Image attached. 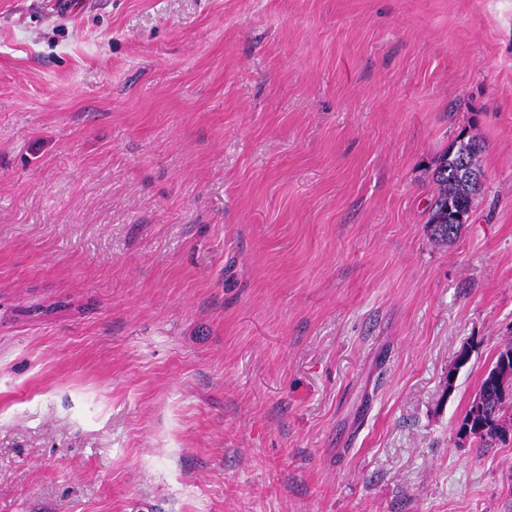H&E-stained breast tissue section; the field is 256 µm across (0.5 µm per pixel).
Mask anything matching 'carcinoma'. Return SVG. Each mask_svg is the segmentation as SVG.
Listing matches in <instances>:
<instances>
[{"label":"carcinoma","mask_w":512,"mask_h":512,"mask_svg":"<svg viewBox=\"0 0 512 512\" xmlns=\"http://www.w3.org/2000/svg\"><path fill=\"white\" fill-rule=\"evenodd\" d=\"M482 142L474 136L465 143L453 141L439 156L434 178L437 193L430 204L427 229L432 239L447 243L456 238L462 228L457 215L472 209L477 191L470 180V173L481 171L479 156ZM481 406H470L464 418L479 413L485 430L475 436L480 448H492L497 442L506 441L507 427H512V396L485 375L478 393Z\"/></svg>","instance_id":"carcinoma-1"}]
</instances>
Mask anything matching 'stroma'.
I'll use <instances>...</instances> for the list:
<instances>
[{
	"label": "stroma",
	"mask_w": 512,
	"mask_h": 512,
	"mask_svg": "<svg viewBox=\"0 0 512 512\" xmlns=\"http://www.w3.org/2000/svg\"><path fill=\"white\" fill-rule=\"evenodd\" d=\"M509 342L512 0H0V512H512ZM458 136L439 156L434 178L437 193L430 204L427 229L432 239L448 243L456 238L468 221L474 199L478 194L470 180V173L481 172L479 156L483 151L482 142L474 136L465 139L462 145ZM481 406L478 413L483 420L485 430L474 436L470 426L458 429L457 436L461 441H469L472 436L479 448H493L498 441L505 442L509 434L507 427L512 428V394L504 395L503 390L486 374L478 393Z\"/></svg>",
	"instance_id": "stroma-1"
}]
</instances>
